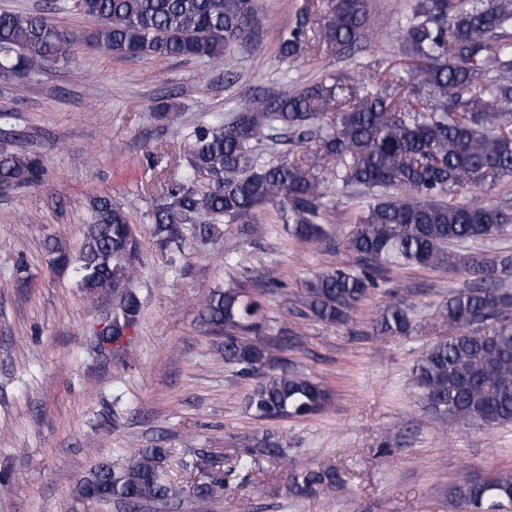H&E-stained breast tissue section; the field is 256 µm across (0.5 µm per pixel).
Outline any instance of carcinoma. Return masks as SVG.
I'll return each instance as SVG.
<instances>
[{
  "label": "carcinoma",
  "mask_w": 512,
  "mask_h": 512,
  "mask_svg": "<svg viewBox=\"0 0 512 512\" xmlns=\"http://www.w3.org/2000/svg\"><path fill=\"white\" fill-rule=\"evenodd\" d=\"M81 14L96 22L88 31L64 29L49 17L0 12V67L36 74L77 44L118 57L140 55L218 60L227 47L246 43L260 26L259 0H83ZM309 17L281 38L285 60L324 43L353 49L373 23L368 0H332L314 38ZM402 47L415 62L425 94L395 98L386 58L371 60L376 78L367 89L331 75L294 93L255 99L227 122L194 134L187 162L214 183L201 193L175 182L152 209L151 232L167 245L181 240L183 226L210 238L216 224H253L272 207L288 220V234L314 242L325 235L333 211L329 187L315 169L324 161L342 168L338 180L351 188L356 230L347 248L358 257L349 266L305 282L304 315L343 324L388 266L432 267L464 272L475 285L450 293L448 326L418 360L415 385L423 407L450 425L512 424V295L502 291L512 277V255L468 252L463 245L501 235L512 227V207L490 200L458 201L465 191L512 181V0H415L402 26ZM298 136L310 145L289 160H265L254 142L262 129ZM45 168L26 153L0 147V184L16 188L41 183ZM140 262V241L126 212L106 197L94 202L76 259L78 286L94 295L121 289L104 340L114 344L138 321L142 306L128 290ZM261 303L238 288L214 289L203 303L209 331L224 337V363L259 381L248 407L261 419L317 413L327 401L322 382L283 364L270 367L282 340L255 334ZM412 303L395 293L375 318L380 333L412 330ZM163 449H146L127 467L99 465L77 484L81 497L138 506H167L188 494L196 512H210L216 489L228 473L179 485L162 466ZM299 494L342 485L335 467L294 469ZM467 512H502L512 504V477L470 479L453 489Z\"/></svg>",
  "instance_id": "obj_1"
}]
</instances>
